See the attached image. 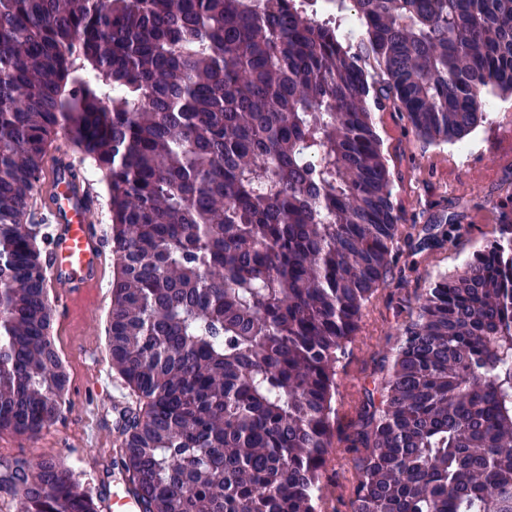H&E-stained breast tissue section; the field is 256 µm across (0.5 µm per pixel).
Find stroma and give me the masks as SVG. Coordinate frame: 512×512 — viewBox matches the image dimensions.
<instances>
[{
	"instance_id": "obj_1",
	"label": "stroma",
	"mask_w": 512,
	"mask_h": 512,
	"mask_svg": "<svg viewBox=\"0 0 512 512\" xmlns=\"http://www.w3.org/2000/svg\"><path fill=\"white\" fill-rule=\"evenodd\" d=\"M374 122L393 172L403 237L385 288L366 303L359 331L339 363L334 406L341 431L334 437L328 460L332 479L322 489L319 512H348L358 473L343 432L362 409L381 357L395 354L405 326L415 318L417 297L435 281L460 273L499 225L512 224V106L488 116L469 135L471 148L464 155L454 143H425L399 112L375 113ZM456 197L464 200L461 221L468 233L412 253L404 237L408 223L441 215ZM107 328V309L87 312L64 345L63 363L76 372L79 384L67 391L58 419L33 438L0 437V455L33 462L53 454L82 486L97 493L121 490L124 474L111 464L113 451L125 438L124 412L139 402L112 367Z\"/></svg>"
}]
</instances>
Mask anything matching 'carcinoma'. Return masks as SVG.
<instances>
[{"label": "carcinoma", "mask_w": 512, "mask_h": 512, "mask_svg": "<svg viewBox=\"0 0 512 512\" xmlns=\"http://www.w3.org/2000/svg\"><path fill=\"white\" fill-rule=\"evenodd\" d=\"M0 0V436L67 376L25 229L58 135L112 203L108 348L141 512H318L340 358L398 252L373 113L432 143L512 96V0ZM347 442L349 512H512V225L420 295ZM20 512H100L0 456Z\"/></svg>", "instance_id": "carcinoma-1"}]
</instances>
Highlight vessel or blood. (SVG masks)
Wrapping results in <instances>:
<instances>
[{"instance_id": "vessel-or-blood-1", "label": "vessel or blood", "mask_w": 512, "mask_h": 512, "mask_svg": "<svg viewBox=\"0 0 512 512\" xmlns=\"http://www.w3.org/2000/svg\"><path fill=\"white\" fill-rule=\"evenodd\" d=\"M36 209L50 240L42 262L48 286L61 313L51 327L55 338L72 335L82 311L102 306L105 284L101 273L107 236L101 228L107 214L83 159L66 143H58L35 186Z\"/></svg>"}]
</instances>
